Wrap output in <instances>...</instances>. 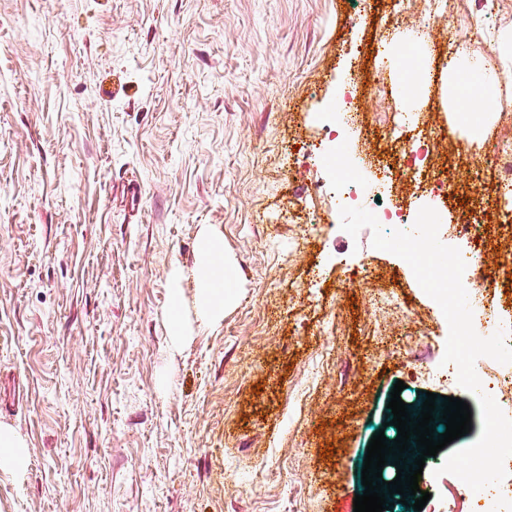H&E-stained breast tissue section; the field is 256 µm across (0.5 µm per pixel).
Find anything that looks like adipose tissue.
Instances as JSON below:
<instances>
[{"mask_svg":"<svg viewBox=\"0 0 512 512\" xmlns=\"http://www.w3.org/2000/svg\"><path fill=\"white\" fill-rule=\"evenodd\" d=\"M198 254L199 310L203 322L213 324L223 317L225 308L233 301L228 281L234 264L225 255L220 236L209 231L203 232L199 238Z\"/></svg>","mask_w":512,"mask_h":512,"instance_id":"obj_1","label":"adipose tissue"}]
</instances>
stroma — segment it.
Listing matches in <instances>:
<instances>
[{"label":"stroma","instance_id":"obj_1","mask_svg":"<svg viewBox=\"0 0 512 512\" xmlns=\"http://www.w3.org/2000/svg\"><path fill=\"white\" fill-rule=\"evenodd\" d=\"M459 2L433 22L423 0H0V426L26 456L0 512H353L398 380L467 401L479 437L436 372L444 314L372 231L336 226V145L372 189L376 136L407 117L472 139L495 180L512 0ZM480 11L459 55L505 109L465 114L444 33ZM417 40L409 96L392 50ZM205 230L236 291L207 326Z\"/></svg>","mask_w":512,"mask_h":512}]
</instances>
